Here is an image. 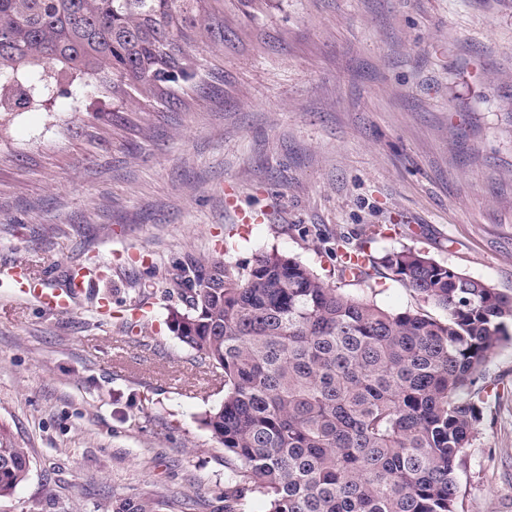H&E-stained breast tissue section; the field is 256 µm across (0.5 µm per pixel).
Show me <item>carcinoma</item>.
Instances as JSON below:
<instances>
[{
    "label": "carcinoma",
    "instance_id": "obj_1",
    "mask_svg": "<svg viewBox=\"0 0 512 512\" xmlns=\"http://www.w3.org/2000/svg\"><path fill=\"white\" fill-rule=\"evenodd\" d=\"M224 41V0H0V78L61 65L145 93L192 76L197 38ZM440 311H389L279 252L252 265L187 257L176 338L224 378L202 425L224 448V512H457L458 460L483 420L486 365L512 338V293L412 248L381 260ZM30 470L0 425V498ZM155 497L102 512H161Z\"/></svg>",
    "mask_w": 512,
    "mask_h": 512
}]
</instances>
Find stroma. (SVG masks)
<instances>
[{"label":"stroma","mask_w":512,"mask_h":512,"mask_svg":"<svg viewBox=\"0 0 512 512\" xmlns=\"http://www.w3.org/2000/svg\"><path fill=\"white\" fill-rule=\"evenodd\" d=\"M224 24L168 98L50 78L0 112V271L61 288L112 264L67 315L0 274V423L31 460L0 512H224V450L200 423L224 390L168 325L186 256L275 250L335 286L336 241L411 247L512 293V0H225ZM348 290L437 313L382 268ZM486 377L459 512H512V341ZM163 501L155 497H135L112 500L111 505H104L102 512H160Z\"/></svg>","instance_id":"stroma-1"}]
</instances>
